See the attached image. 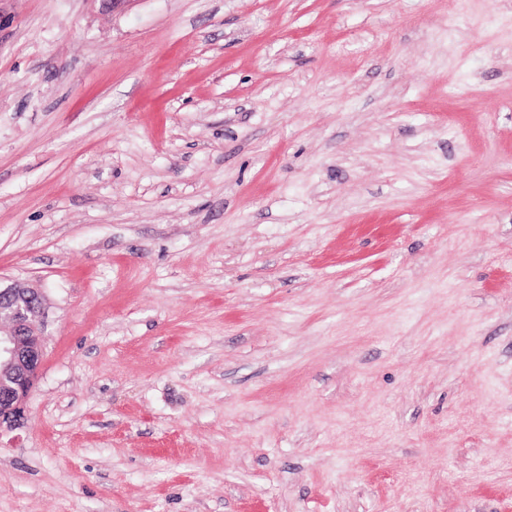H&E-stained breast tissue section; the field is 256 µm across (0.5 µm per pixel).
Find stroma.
<instances>
[{
	"label": "stroma",
	"mask_w": 512,
	"mask_h": 512,
	"mask_svg": "<svg viewBox=\"0 0 512 512\" xmlns=\"http://www.w3.org/2000/svg\"><path fill=\"white\" fill-rule=\"evenodd\" d=\"M14 282L0 512H512V0H0ZM44 314L40 290L0 284V429L20 425L25 417L26 401L43 361Z\"/></svg>",
	"instance_id": "1"
}]
</instances>
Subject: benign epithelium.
I'll return each mask as SVG.
<instances>
[{
    "label": "benign epithelium",
    "mask_w": 512,
    "mask_h": 512,
    "mask_svg": "<svg viewBox=\"0 0 512 512\" xmlns=\"http://www.w3.org/2000/svg\"><path fill=\"white\" fill-rule=\"evenodd\" d=\"M45 298L21 284L0 287V428L25 417L26 401L43 361Z\"/></svg>",
    "instance_id": "1"
}]
</instances>
